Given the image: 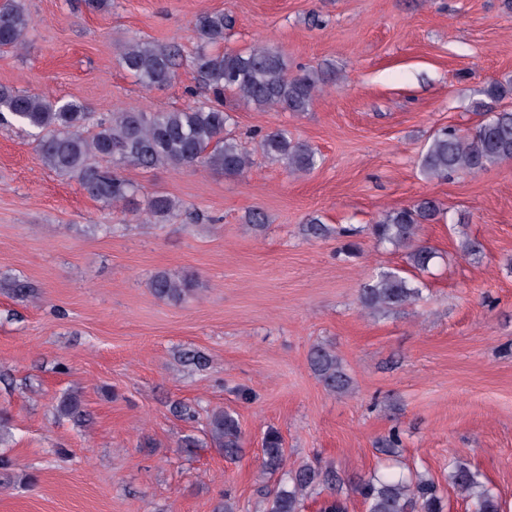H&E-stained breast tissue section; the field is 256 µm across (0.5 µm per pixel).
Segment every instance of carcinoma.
<instances>
[{"label": "carcinoma", "mask_w": 512, "mask_h": 512, "mask_svg": "<svg viewBox=\"0 0 512 512\" xmlns=\"http://www.w3.org/2000/svg\"><path fill=\"white\" fill-rule=\"evenodd\" d=\"M31 18L21 0H3L0 4V47L20 50ZM232 19L224 12L198 15L194 29L200 49L193 65L201 85L213 100L184 109L142 112L129 108L97 119L80 101L62 104L39 95L0 86V121H13L43 133L37 153L51 170L79 183L93 199L108 205H123L141 221H167L182 210L174 197L156 192L136 203L140 188L125 178L120 169L135 167L173 169L202 167L228 178L245 175L253 165L251 154L236 139L225 135L231 115L224 111V93L232 92L259 108L287 112H306L315 97L336 80V68H301L288 74V64L281 52L257 45L241 52H223L213 46L224 41V30ZM122 68L147 90L169 85L182 63L176 45L159 46L147 39L125 44L119 53ZM484 95L499 100L512 95V80H491ZM95 132L87 134L88 127ZM258 148L268 159L281 164L290 174L311 172L319 163L317 153L305 140L292 136L281 127L253 132ZM512 159V111L493 112L474 128L463 131L452 126L430 137L419 157L422 175L444 181L449 176L479 174L490 166ZM444 216L442 204L429 197L409 207L384 213L369 230L378 244L407 249V263L418 272L434 265L438 253L418 242V229ZM331 233L321 217L306 220L304 234L323 238ZM160 299L181 302L195 291V278L189 274L172 277L156 274L150 283ZM422 296L420 283L399 269H379L363 282L360 303L370 313H387L411 305ZM310 364L323 386L344 391L350 380L338 357L316 347ZM59 414L77 419L82 405L75 394L60 402ZM209 443L233 458L242 452L238 420L222 409H214L207 419ZM262 468L274 475L288 464V454L280 434L266 433L263 441ZM448 480L472 500L473 512H500L498 499L480 480L479 473L465 463L448 461ZM330 490L319 505V512H346L350 497L362 499L365 512H445L444 497L435 481L424 474L376 471L368 478L345 479L329 468L308 463L287 472V480L265 494L264 512H303L311 494Z\"/></svg>", "instance_id": "obj_1"}]
</instances>
